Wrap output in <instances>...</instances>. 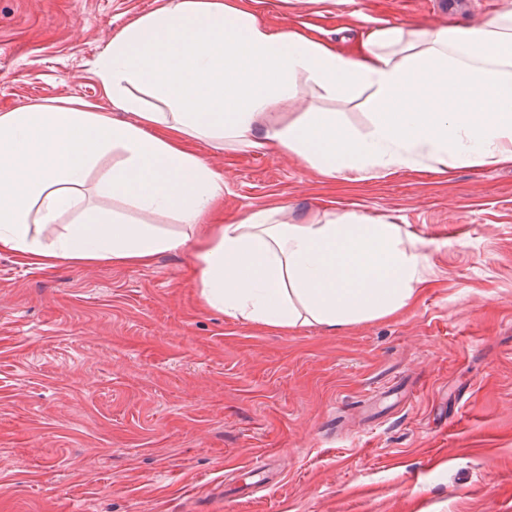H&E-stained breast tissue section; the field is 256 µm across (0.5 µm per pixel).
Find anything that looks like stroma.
I'll use <instances>...</instances> for the list:
<instances>
[{"label":"stroma","instance_id":"obj_1","mask_svg":"<svg viewBox=\"0 0 512 512\" xmlns=\"http://www.w3.org/2000/svg\"><path fill=\"white\" fill-rule=\"evenodd\" d=\"M164 0H0V111L104 104L112 38ZM348 50L373 25L474 27L512 0H253ZM365 96L301 88L271 119ZM195 152L219 224L347 209L427 258L416 301L339 330L202 306L189 251L147 267L0 254V512H512V166L327 177L294 155Z\"/></svg>","mask_w":512,"mask_h":512}]
</instances>
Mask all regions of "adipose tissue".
<instances>
[{"label":"adipose tissue","mask_w":512,"mask_h":512,"mask_svg":"<svg viewBox=\"0 0 512 512\" xmlns=\"http://www.w3.org/2000/svg\"><path fill=\"white\" fill-rule=\"evenodd\" d=\"M97 76L111 111L72 99L0 113V254L141 267L188 249L205 307L272 329L392 316L414 301L424 258L399 225L349 211L211 223L224 176L195 143L272 147L331 177L512 165V11L478 27H377L345 54L273 29L236 0H166L112 39ZM302 85L349 97L372 89L371 128L354 133L332 112L270 122ZM96 169L97 193L140 221L87 202ZM57 223L63 231L43 241L39 227Z\"/></svg>","instance_id":"1"}]
</instances>
